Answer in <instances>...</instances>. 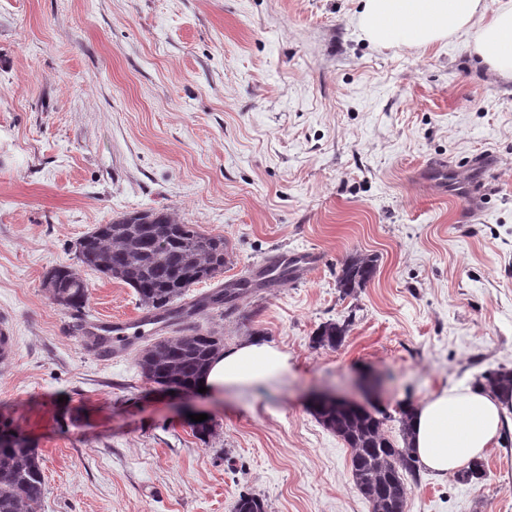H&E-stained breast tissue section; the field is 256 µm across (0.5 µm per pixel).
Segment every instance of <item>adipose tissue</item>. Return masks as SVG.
Wrapping results in <instances>:
<instances>
[{"instance_id":"adipose-tissue-1","label":"adipose tissue","mask_w":512,"mask_h":512,"mask_svg":"<svg viewBox=\"0 0 512 512\" xmlns=\"http://www.w3.org/2000/svg\"><path fill=\"white\" fill-rule=\"evenodd\" d=\"M357 17L367 37L427 47L468 33L490 70L512 80V0L487 9L485 0H361ZM288 370V356L268 343L246 339L224 349L200 378L208 392L256 387ZM512 412V391L455 386L433 393L414 408L411 446L427 469L455 473L483 456Z\"/></svg>"}]
</instances>
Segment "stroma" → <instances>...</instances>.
<instances>
[{
    "label": "stroma",
    "mask_w": 512,
    "mask_h": 512,
    "mask_svg": "<svg viewBox=\"0 0 512 512\" xmlns=\"http://www.w3.org/2000/svg\"><path fill=\"white\" fill-rule=\"evenodd\" d=\"M359 0H0V421L35 448L40 512H370L346 444L313 416L329 392L384 411L512 370V81L458 35L408 48L367 39ZM486 153L485 162L470 159ZM173 213L223 236V273L187 300L313 254L224 316L287 375L247 390H161L145 342L101 357L43 281L117 215ZM378 258L356 295L336 276ZM86 320L142 309L120 280L81 269ZM350 320L335 349L314 346ZM213 433L198 439L191 415ZM459 483L421 470L407 512H512V440ZM350 321L326 322L320 325L315 332L312 342L317 347H328L335 349L339 347L348 332Z\"/></svg>",
    "instance_id": "obj_1"
}]
</instances>
